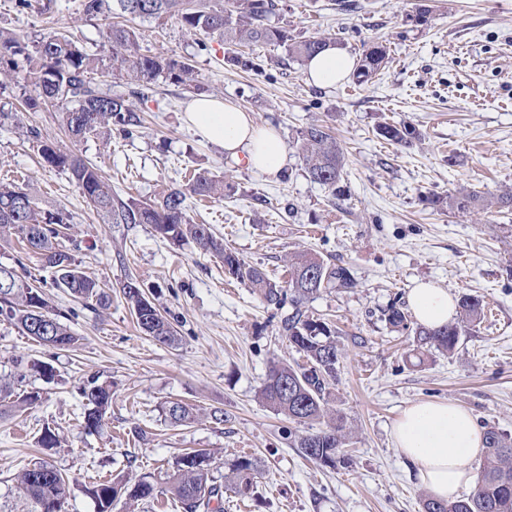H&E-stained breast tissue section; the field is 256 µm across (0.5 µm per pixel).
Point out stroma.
<instances>
[{
    "instance_id": "35a3bbf8",
    "label": "stroma",
    "mask_w": 512,
    "mask_h": 512,
    "mask_svg": "<svg viewBox=\"0 0 512 512\" xmlns=\"http://www.w3.org/2000/svg\"><path fill=\"white\" fill-rule=\"evenodd\" d=\"M80 3L53 0L50 10L21 13L15 0H0V27L33 39L72 26L88 51L107 54L108 18L84 15ZM280 3L274 22L296 38H329L355 58L379 41L389 50L387 66L368 84L347 79L319 88L303 64L289 60L287 47L257 48V69L244 71L228 62L218 38L189 33L170 18H137L139 53L189 60L199 87L154 81L140 104V126L130 135L113 131L106 145L93 138L72 144L58 108L23 111L31 88L0 84V106L20 111L23 122L19 130L0 127V179L29 178L43 207L64 209L82 270L112 297L106 310L74 298L55 287L51 270L17 237H0V263L23 265L79 338L57 350L0 321V376L15 379L16 393L42 396L24 412L0 416V494L44 459L70 479L69 512H97L87 492L93 482L144 476L162 488L185 450L205 448L217 478L241 457L260 465L254 500L225 490L224 512H422L426 489L391 436L400 410L451 400L480 429L512 437V207L459 214L429 202L460 189L485 197L512 189V0ZM201 91L276 129L288 148L284 173L253 171L196 135L185 112ZM385 122L414 126L421 137L408 146L389 142L377 131ZM313 124L329 126L345 155L333 192L304 172L298 133ZM30 128L77 147L123 200L153 199L186 184L197 169L229 174L234 195L188 199L187 215L277 281H287L285 258L294 251L351 268L355 288L327 290L307 304L309 314L339 329L342 357L329 391L350 433L347 465L330 469L303 458L288 440L302 425L258 394L272 362L303 361L279 331L283 310L194 242L172 244L148 224L108 223L67 174L44 164ZM130 277L172 318L174 344L138 328L121 293ZM421 280L455 299L482 297L487 315L461 337L455 358L436 353L415 366L408 358L412 333L390 327L380 311L406 301ZM43 364L53 378L42 375ZM93 378L111 386L112 406L104 430L90 434L79 388ZM172 401L199 411L200 419L171 426L164 408ZM214 411L223 421L211 419ZM137 427L147 440L133 437ZM48 428L61 447L37 446Z\"/></svg>"
}]
</instances>
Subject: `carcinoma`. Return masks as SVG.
Instances as JSON below:
<instances>
[{"label": "carcinoma", "instance_id": "1", "mask_svg": "<svg viewBox=\"0 0 512 512\" xmlns=\"http://www.w3.org/2000/svg\"><path fill=\"white\" fill-rule=\"evenodd\" d=\"M83 14L96 16L105 12L132 19L177 20L193 34L217 37L229 47H258L280 43L288 47V55L304 61L329 44L322 37L295 40L287 28L272 23L279 11L278 0H82ZM106 37L112 56L109 62L88 52L79 37L69 31H51L36 40L0 28V74L34 88L36 95L26 100L29 110L37 112L47 106L63 105L61 122L72 139L91 137L102 141L112 130L125 133L139 126L140 119L130 98L145 99V89L158 77L191 86L196 81L194 67L173 57L140 54L136 50L137 31L129 25L108 26ZM388 58L387 47L377 42L365 49L359 58L353 78L362 84L378 76ZM108 74L130 85L129 96L111 95L100 90L92 75ZM38 151L51 168L69 174L83 196L111 224H149L164 239L180 243L191 240L206 253L221 259L224 267L247 282L263 300L278 309L291 304V312L281 318L279 330L289 343L307 360V365L294 367L286 362L273 364L263 381L260 395L274 411L308 430L292 438V444L305 458L334 468L345 463L342 449L348 439L343 419L330 406L329 386L336 379L341 358L334 336L335 329L326 321L314 318L305 303L323 291H345L356 286L351 269L342 263L300 251L288 258V285L283 287L269 279L260 268L247 264L237 253L224 247L208 224H193L187 218V194L222 198L233 192V186L208 171L193 175L186 188H171L153 201L131 199L124 202L112 195L101 171L71 150H63L52 141L40 140ZM379 134L395 144L407 145L419 137L409 125L384 124ZM307 177L329 189H336L344 170V155L326 127L312 124L299 132L297 139ZM432 203L464 213L487 209L497 203L512 206V192L496 201L475 193H450L437 196ZM68 227L63 211L39 206L27 185L0 184V233L19 236L28 249L38 255L43 267L53 271L54 284L76 298L93 300L108 306L110 295L93 278L79 270L72 249L63 243V229ZM122 295L134 313L138 327L163 344L176 341L170 321L149 299L143 285L129 278L121 285ZM459 315L440 328L418 325L417 348L435 350L449 358L455 356L460 337L477 326L484 317V305L476 295H464L458 302ZM22 333L58 350L73 347L78 336L51 310L40 287L13 266L0 263V316ZM384 321L394 328H410L408 315L395 303L381 310ZM14 382L0 379V415L35 404L39 392L12 399ZM83 427L86 432H100L112 404V390L91 380L81 388ZM166 418L175 426L195 420L193 409L179 402L167 406ZM213 456L206 449H196L178 458L176 470L167 486L156 485L141 477L132 486L104 480L88 489L96 500L97 512H112L113 502L120 496L127 503L155 499L168 494L182 512H224L223 492L212 475ZM258 462L241 458L233 466L225 482L240 497H249L256 488ZM70 488L62 472L42 460L25 468L17 479L15 492L0 496V512H43L44 505L66 509ZM217 507H211L212 502ZM423 512H512V438L490 428L485 433V451L480 464V479L475 492L460 499L443 501L424 495Z\"/></svg>", "mask_w": 512, "mask_h": 512}]
</instances>
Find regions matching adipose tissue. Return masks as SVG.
Wrapping results in <instances>:
<instances>
[{"label":"adipose tissue","mask_w":512,"mask_h":512,"mask_svg":"<svg viewBox=\"0 0 512 512\" xmlns=\"http://www.w3.org/2000/svg\"><path fill=\"white\" fill-rule=\"evenodd\" d=\"M353 57L336 46H327L305 63L307 80L332 87L350 76ZM192 129L222 148L226 156L270 176L288 165V151L275 129L257 126L249 113L213 97L194 99L186 114ZM408 304L417 321L429 327L448 323L456 304L446 289L423 282L408 293ZM392 436L395 445L417 466L420 483L438 499L455 498L471 485L470 463L483 446V435L472 416L452 401L418 402L397 416Z\"/></svg>","instance_id":"1"}]
</instances>
